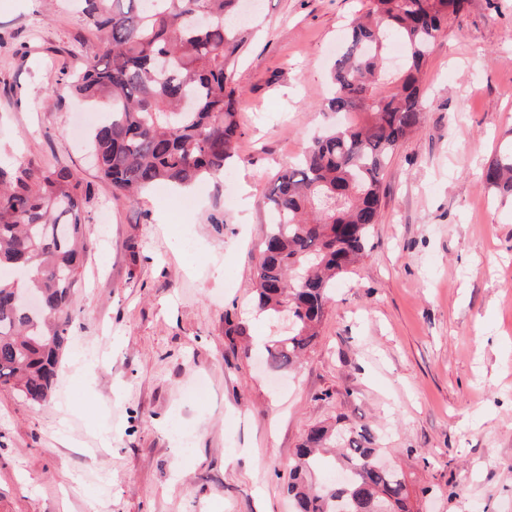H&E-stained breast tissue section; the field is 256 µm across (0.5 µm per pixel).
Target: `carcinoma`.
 Returning <instances> with one entry per match:
<instances>
[{"instance_id": "carcinoma-1", "label": "carcinoma", "mask_w": 512, "mask_h": 512, "mask_svg": "<svg viewBox=\"0 0 512 512\" xmlns=\"http://www.w3.org/2000/svg\"><path fill=\"white\" fill-rule=\"evenodd\" d=\"M86 19L104 33L93 61L65 88L104 98L109 112L94 130L98 169L116 197L161 182L179 186L224 176L242 135L235 64L248 41L237 23V0H85ZM465 0H370L349 24L329 71L333 89L324 111L363 112L360 125H337L312 138L300 161L277 174L265 205L273 222L255 272V303L272 317L288 315V333L265 347L275 372L292 368L312 347L336 279L366 253L381 218L384 173L396 147L425 120L418 75L448 17ZM396 38L403 59L399 82L376 92ZM490 188L512 197V144L481 172ZM80 183L67 167L0 166V386L41 404L53 391L68 344L73 293L90 242ZM34 290L42 307L19 300ZM224 335H250L248 324L224 314ZM383 455L365 425L317 427L296 449L287 492L295 512H410L399 466L377 471ZM324 466L349 474L317 486Z\"/></svg>"}]
</instances>
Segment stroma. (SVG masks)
Here are the masks:
<instances>
[{"mask_svg": "<svg viewBox=\"0 0 512 512\" xmlns=\"http://www.w3.org/2000/svg\"><path fill=\"white\" fill-rule=\"evenodd\" d=\"M369 0H260L235 70L237 155L217 181L115 198L52 89L101 34L78 0H0V160L66 167L91 241L51 399L0 387V512H293L295 450L366 425L413 512H512V200L480 178L512 141V0H466L424 69L422 128L394 151L364 259L300 366L261 370L256 314L277 174L335 124L328 69ZM250 326L253 353L224 334Z\"/></svg>", "mask_w": 512, "mask_h": 512, "instance_id": "1", "label": "stroma"}]
</instances>
